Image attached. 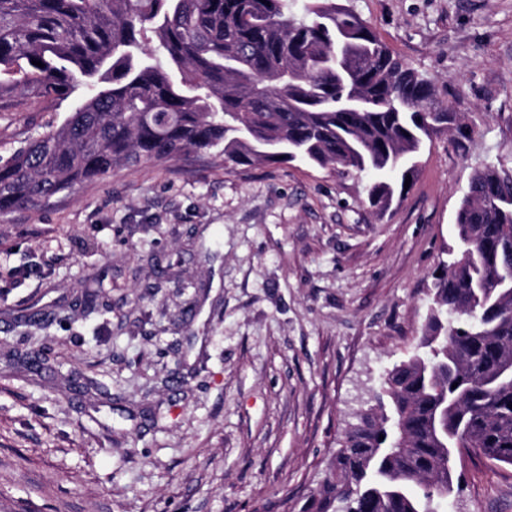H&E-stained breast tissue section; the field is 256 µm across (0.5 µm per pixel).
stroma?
<instances>
[{"mask_svg":"<svg viewBox=\"0 0 512 512\" xmlns=\"http://www.w3.org/2000/svg\"><path fill=\"white\" fill-rule=\"evenodd\" d=\"M476 131L435 137L376 217L297 162L144 160L0 217V512H300L424 331L478 167L512 161V0H347ZM68 102L0 105V153ZM441 512H512L456 464Z\"/></svg>","mask_w":512,"mask_h":512,"instance_id":"obj_1","label":"stroma"}]
</instances>
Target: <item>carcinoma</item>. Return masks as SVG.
<instances>
[{"instance_id": "1", "label": "carcinoma", "mask_w": 512, "mask_h": 512, "mask_svg": "<svg viewBox=\"0 0 512 512\" xmlns=\"http://www.w3.org/2000/svg\"><path fill=\"white\" fill-rule=\"evenodd\" d=\"M17 93L74 103L0 156V215L213 151L229 172L339 164L369 179L381 215L434 136L473 132L336 0H0V100ZM347 95L357 111H341ZM454 228L419 346L385 372L302 512H438L460 489L456 459L512 466V167L474 171Z\"/></svg>"}]
</instances>
